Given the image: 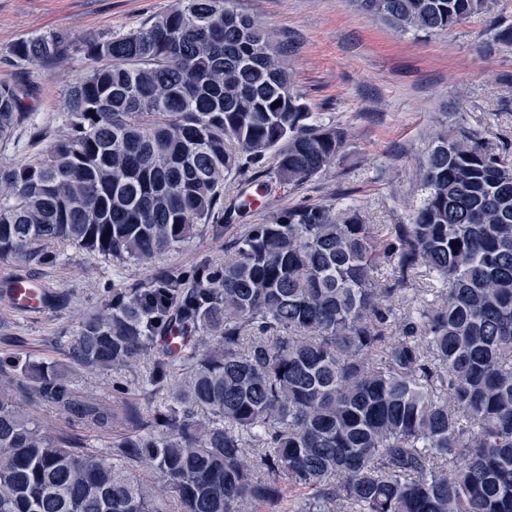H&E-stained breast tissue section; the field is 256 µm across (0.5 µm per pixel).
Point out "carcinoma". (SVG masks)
<instances>
[{"instance_id":"carcinoma-1","label":"carcinoma","mask_w":512,"mask_h":512,"mask_svg":"<svg viewBox=\"0 0 512 512\" xmlns=\"http://www.w3.org/2000/svg\"><path fill=\"white\" fill-rule=\"evenodd\" d=\"M350 3L426 36L488 10ZM67 45L52 31L12 54L41 63ZM84 54L64 134L34 162H0V262H50L66 242L150 263L224 221L239 175L301 184L346 137L234 0H178ZM29 95L0 84L1 142ZM417 187L404 224L296 206L249 225L222 264L116 289L73 333L71 361L108 372L149 356L142 389L169 400L98 403L26 365L60 414L98 434L131 426L104 455L41 425L1 379L0 512H161L167 496L180 512H512V160L462 123L433 134ZM421 268L439 294L403 311L393 298Z\"/></svg>"}]
</instances>
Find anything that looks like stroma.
Returning <instances> with one entry per match:
<instances>
[{"label": "stroma", "instance_id": "stroma-1", "mask_svg": "<svg viewBox=\"0 0 512 512\" xmlns=\"http://www.w3.org/2000/svg\"><path fill=\"white\" fill-rule=\"evenodd\" d=\"M176 0H0V84H22L25 120L0 142V162L25 164L63 134L68 89L84 78L90 62L87 36H120L150 24ZM243 14L264 24L284 48L296 92L327 123L347 137L326 171L299 185L270 183L268 193L233 220L207 229L182 249L148 264L112 263L75 247L57 245V261L43 265L0 262V281L21 273L41 281L55 303L21 314L0 301V356L48 365L68 361L70 334L82 318L108 305L112 291L150 280L159 268L190 269L224 260L227 243L248 225L265 223L276 211L299 204L353 203L367 223L396 224L418 202L416 167L430 132L456 120L479 128L496 149L512 152V48L494 44V20L512 21V0H492L488 12L434 36L401 34L348 0H237ZM62 31L69 46L58 58L34 65L16 58L12 46L35 34ZM152 363L102 373L71 367L68 381L101 403L115 398L113 381L125 383V399L147 408L164 401L141 382ZM16 396L47 427L103 440L80 423L42 403L30 382L17 378Z\"/></svg>", "mask_w": 512, "mask_h": 512}]
</instances>
